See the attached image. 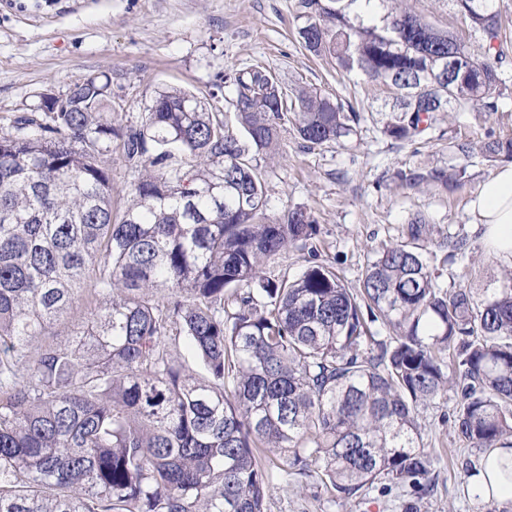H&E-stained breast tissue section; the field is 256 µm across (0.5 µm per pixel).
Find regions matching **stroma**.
Masks as SVG:
<instances>
[{
  "label": "stroma",
  "mask_w": 512,
  "mask_h": 512,
  "mask_svg": "<svg viewBox=\"0 0 512 512\" xmlns=\"http://www.w3.org/2000/svg\"><path fill=\"white\" fill-rule=\"evenodd\" d=\"M293 0H0V128L25 115L42 93H62L77 79L109 80L107 109L117 128L141 126L157 96L182 87L215 107L231 93L224 76L260 63L283 85L309 83L356 107H367L358 137L344 145L308 151L292 129L281 133L279 156L262 160L269 218L303 206L317 219L316 253L290 248L268 263L275 279L297 277L311 260L333 266L346 286L357 287L373 252L391 243L410 242L416 215L427 220L419 245L442 286L496 287L512 272L488 250L474 224L471 202L494 164L475 158L469 178L454 194L403 188L398 170L444 167L453 153L449 142L479 145L486 132L512 136V96L500 112H440L414 141L397 142L382 132L393 96L375 82L337 72L335 63L312 56L298 42ZM428 23L461 38L470 32L451 0H408ZM112 177V214L121 217L129 190L149 172L148 158L128 159L121 139L103 157ZM466 238V259L448 262L449 237ZM458 402L455 389L421 409L425 444L436 457L435 486L423 498L410 488L373 489L327 502L308 479L278 477L268 512H480L465 495L463 462L471 450L459 442L448 417Z\"/></svg>",
  "instance_id": "stroma-1"
}]
</instances>
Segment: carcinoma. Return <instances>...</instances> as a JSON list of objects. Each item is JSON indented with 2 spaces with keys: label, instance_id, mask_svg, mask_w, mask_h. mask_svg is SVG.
I'll list each match as a JSON object with an SVG mask.
<instances>
[{
  "label": "carcinoma",
  "instance_id": "cac0c4a2",
  "mask_svg": "<svg viewBox=\"0 0 512 512\" xmlns=\"http://www.w3.org/2000/svg\"><path fill=\"white\" fill-rule=\"evenodd\" d=\"M381 2L378 19L362 11L371 0H294L293 11L306 50L393 90L385 136L410 141L437 112L502 108L496 0H451L480 55L404 0ZM224 82L234 93L222 110L169 88L120 133L103 111L108 83L77 79L44 119L0 135V512H267L285 463L333 499L376 486L421 497L434 457L419 407L450 384L458 439L504 450L483 502L496 512L495 491L512 485V275L480 293L445 288L422 248L394 243L357 289L322 262L266 276L318 224L301 206L267 218L256 156H275L288 122L311 151L357 134L364 116L259 63ZM117 135L130 160L158 153L116 222L101 156ZM452 148L458 163L396 179L455 190L474 147ZM479 153L512 161V137L489 131ZM93 266L91 324L30 358ZM378 322L392 335L378 338ZM182 341L203 375L174 356Z\"/></svg>",
  "mask_w": 512,
  "mask_h": 512
}]
</instances>
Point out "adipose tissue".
<instances>
[{
	"label": "adipose tissue",
	"instance_id": "1",
	"mask_svg": "<svg viewBox=\"0 0 512 512\" xmlns=\"http://www.w3.org/2000/svg\"><path fill=\"white\" fill-rule=\"evenodd\" d=\"M473 212L485 246L512 261V164L500 167L481 183Z\"/></svg>",
	"mask_w": 512,
	"mask_h": 512
}]
</instances>
